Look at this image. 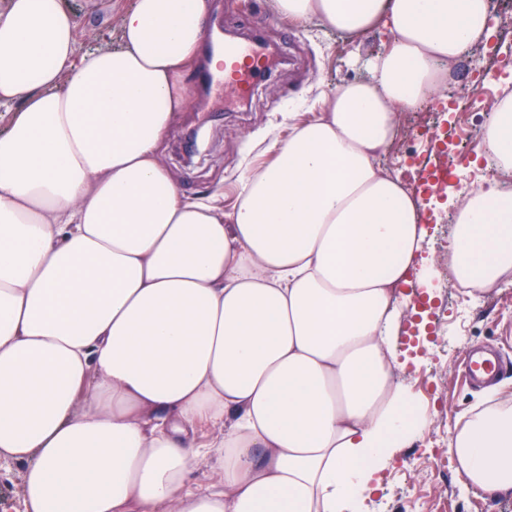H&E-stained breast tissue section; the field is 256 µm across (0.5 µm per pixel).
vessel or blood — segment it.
<instances>
[{"label": "vessel or blood", "mask_w": 512, "mask_h": 512, "mask_svg": "<svg viewBox=\"0 0 512 512\" xmlns=\"http://www.w3.org/2000/svg\"><path fill=\"white\" fill-rule=\"evenodd\" d=\"M224 70L220 73L205 72L207 82L224 84L233 89L239 98H249L254 86L265 76L269 56L264 43L260 40L248 42L225 41ZM500 369L498 360L482 356L469 357L466 375L474 379L482 376H496Z\"/></svg>", "instance_id": "b4317fda"}]
</instances>
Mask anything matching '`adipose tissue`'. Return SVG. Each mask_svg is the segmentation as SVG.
Listing matches in <instances>:
<instances>
[{"instance_id":"adipose-tissue-1","label":"adipose tissue","mask_w":512,"mask_h":512,"mask_svg":"<svg viewBox=\"0 0 512 512\" xmlns=\"http://www.w3.org/2000/svg\"><path fill=\"white\" fill-rule=\"evenodd\" d=\"M278 19L386 32L369 76L267 147L238 200L184 197L158 157L211 0H132L79 53L63 0L0 14V457L27 512H360L427 427L394 343L427 229L376 164L396 115L488 43L489 0H272ZM478 156L512 171V94ZM448 267L512 281V186L478 183ZM462 487L512 496V395L458 412ZM214 451L219 480L193 471Z\"/></svg>"}]
</instances>
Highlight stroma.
Instances as JSON below:
<instances>
[{"label": "stroma", "instance_id": "stroma-1", "mask_svg": "<svg viewBox=\"0 0 512 512\" xmlns=\"http://www.w3.org/2000/svg\"><path fill=\"white\" fill-rule=\"evenodd\" d=\"M77 21L81 50L118 44L120 10L129 0H63ZM210 22L223 23L233 36L260 32L265 44L278 48L282 59L270 66L251 97L226 104L220 87H202L201 69H193L188 83L192 97L165 136L159 159L167 166L182 193L204 200L224 197L225 208L237 201L239 177L248 168L271 161L268 144L288 138L293 126L319 116L323 101L337 85L368 75L367 61L387 42L383 32L371 31L359 43L314 23L299 29L272 12L271 0H212ZM499 51L477 47L472 63L459 66L444 98L489 84L492 96H482L467 114L468 129L481 136L504 87H512V26L497 30ZM204 135L197 152H190L193 130ZM483 180L481 168L471 167L467 181L450 177V193L422 196V215L429 235L422 256L424 276L436 294L427 319L433 333L419 338L415 351L397 350L398 379L427 404L432 421L422 441L404 449L381 477V488L364 504L365 512H512V497L488 499L478 489L461 490L457 462L446 447L456 413L484 396L482 386L466 380L464 364L473 351H492L503 359L498 382L512 392V283L502 282L473 299L456 292L448 270V238L455 209L448 197L462 198ZM25 463L0 459V512H25L22 477Z\"/></svg>", "mask_w": 512, "mask_h": 512}]
</instances>
